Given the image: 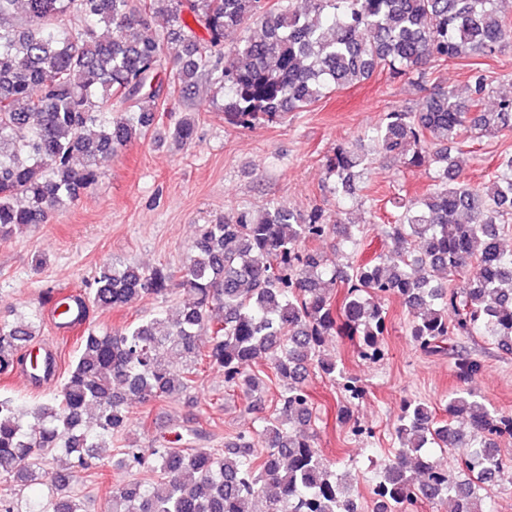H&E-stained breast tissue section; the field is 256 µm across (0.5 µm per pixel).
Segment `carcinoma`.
<instances>
[{
  "instance_id": "carcinoma-1",
  "label": "carcinoma",
  "mask_w": 512,
  "mask_h": 512,
  "mask_svg": "<svg viewBox=\"0 0 512 512\" xmlns=\"http://www.w3.org/2000/svg\"><path fill=\"white\" fill-rule=\"evenodd\" d=\"M501 0H0V240L77 200L95 184L98 161L155 128L163 94H224V119L239 129L303 112L335 90L378 70L424 92L414 112L393 109L374 130L386 154L436 170L435 183L381 226L391 247L365 262L330 269L307 243L330 238L354 249L362 224L332 220L282 203L235 210L200 226L177 272L103 262L72 304L123 308L179 288L178 315L157 307L117 330L87 328L60 390L29 413L0 395V479L26 488L50 477L46 502L27 512H86L72 495L77 473L115 464L148 473L112 489L111 512H359L304 428L314 419L305 381L314 371L344 380L340 423L362 389L323 354L328 336H346L365 361L385 356L389 312L406 307L409 336L424 354L453 337L480 336L512 354V157L493 180L472 186L450 148L512 130V95L481 70L466 94L429 86L437 66L494 56L512 38ZM169 29H153L156 17ZM104 26L111 37L102 40ZM236 35L227 45V38ZM175 58L168 76L165 47ZM495 99L494 108L486 101ZM195 116L172 135L186 143ZM372 157L360 141L339 144L324 163L330 191L353 200ZM37 315L0 322V375L30 369L37 382L55 373L49 356L32 366ZM209 333L207 344L199 343ZM220 368L224 387L251 396L263 411L268 384L281 386L272 413L203 448L206 433L146 452L112 453L125 433L129 403L179 400L199 373ZM448 423L420 401L403 402L397 448L372 489L374 512H408L419 500L446 512H487L485 491L509 467L497 439L512 436V414L487 407L470 388L448 395ZM432 448L457 451L456 471Z\"/></svg>"
}]
</instances>
